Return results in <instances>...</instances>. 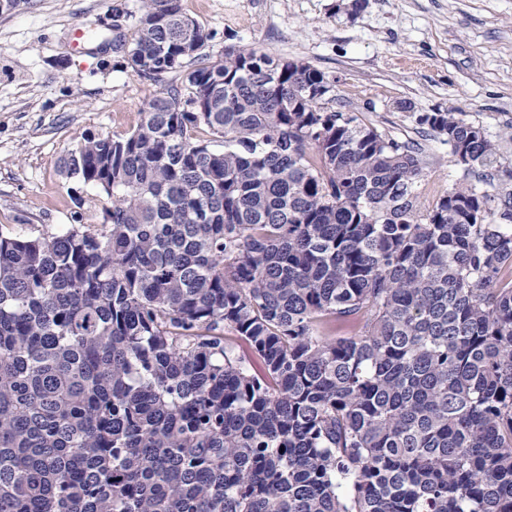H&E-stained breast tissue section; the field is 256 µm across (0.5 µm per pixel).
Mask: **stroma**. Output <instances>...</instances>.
Listing matches in <instances>:
<instances>
[{"instance_id": "obj_1", "label": "stroma", "mask_w": 512, "mask_h": 512, "mask_svg": "<svg viewBox=\"0 0 512 512\" xmlns=\"http://www.w3.org/2000/svg\"><path fill=\"white\" fill-rule=\"evenodd\" d=\"M181 0L211 34L210 59L253 47L311 65L333 108L417 144L426 200L460 170L421 112L460 108L482 126L512 187V0ZM137 0H25L0 13V231L57 233L98 224L106 198L66 181L59 159L87 133L121 135L155 87L112 51L116 9ZM82 42H75V32Z\"/></svg>"}]
</instances>
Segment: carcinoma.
<instances>
[{
  "instance_id": "1",
  "label": "carcinoma",
  "mask_w": 512,
  "mask_h": 512,
  "mask_svg": "<svg viewBox=\"0 0 512 512\" xmlns=\"http://www.w3.org/2000/svg\"><path fill=\"white\" fill-rule=\"evenodd\" d=\"M115 17L159 89L60 158L103 223L0 233V512H512L498 147L419 114L460 168L427 205L422 153L324 72L196 65L179 0Z\"/></svg>"
}]
</instances>
